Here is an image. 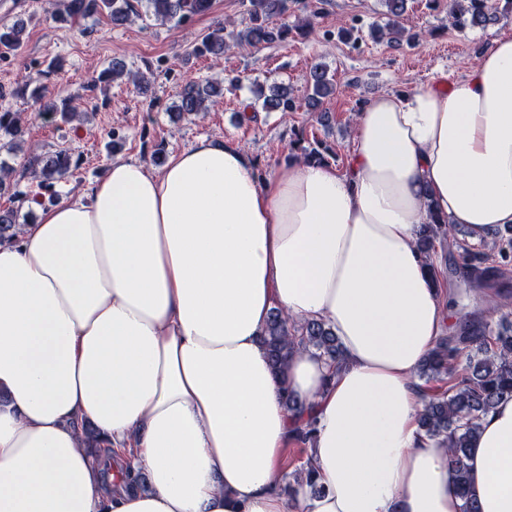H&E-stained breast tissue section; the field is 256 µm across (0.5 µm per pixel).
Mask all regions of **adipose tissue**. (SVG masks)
<instances>
[{
	"label": "adipose tissue",
	"mask_w": 512,
	"mask_h": 512,
	"mask_svg": "<svg viewBox=\"0 0 512 512\" xmlns=\"http://www.w3.org/2000/svg\"><path fill=\"white\" fill-rule=\"evenodd\" d=\"M352 137L345 173L262 175L208 138L115 160L0 243V512H288L279 464L309 421L325 490L303 512H512V398L478 422L464 499L417 378L454 325L429 211L512 226V35L462 81L372 96ZM276 310L328 324L341 367L298 349L276 374ZM84 421L147 488L104 474Z\"/></svg>",
	"instance_id": "adipose-tissue-1"
}]
</instances>
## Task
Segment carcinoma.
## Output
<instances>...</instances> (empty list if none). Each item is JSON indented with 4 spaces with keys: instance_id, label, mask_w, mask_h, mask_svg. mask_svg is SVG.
<instances>
[{
    "instance_id": "1",
    "label": "carcinoma",
    "mask_w": 512,
    "mask_h": 512,
    "mask_svg": "<svg viewBox=\"0 0 512 512\" xmlns=\"http://www.w3.org/2000/svg\"><path fill=\"white\" fill-rule=\"evenodd\" d=\"M407 0H381L383 11L380 22L371 29L373 39L391 45L400 44L403 30L395 20L406 12ZM211 0H62L55 11V18L73 26L80 21L97 19L105 15L114 25L134 22L143 17L157 21L180 22L192 15L210 9ZM248 24L244 29H227L220 23L193 43L190 54L221 58L229 45L242 50L258 48L284 39L288 35V25H276L272 18L288 12V0H248ZM512 14V0H448V23L455 29H485L501 18ZM27 37V22L17 20L8 27H0V46L5 49L20 48ZM311 90L308 106L317 110L323 100L335 93L333 76L327 65L317 62L310 66L305 77ZM223 93V88L213 84L205 86L189 82L183 86L178 104V114L192 115L206 110V102L214 94ZM31 96L39 106V111L52 118H59L70 124L84 120L82 113L69 99H60L48 93L41 84H34ZM262 107L268 112H293L294 99L288 96V88L275 86L272 94L264 97ZM25 120L16 112H0V153L17 155L24 143ZM78 166L67 148H57L35 155L28 165L32 181L37 191L33 194L17 192L19 201L32 199L43 204V196L48 203L58 200L55 184L67 179ZM429 221L421 225L418 243L428 256H433L436 248H459L466 254V261L478 279L486 280V285L499 288V279L504 272L498 268L482 269L477 262L482 260L477 253L470 252L465 239L460 237L463 225L450 224L448 220L428 210ZM18 210L0 209V242L14 240L21 225L18 224ZM493 247L504 264L512 262V227L496 229ZM314 350L328 362L339 365L342 359L340 344L331 327L317 320H308L293 326L278 310L273 311L265 330L263 341L269 358L277 371H282L288 357L294 351L295 342ZM418 377L426 381L439 380L448 384L444 392L433 395L426 402L420 414V423L428 438L448 439L452 458L455 462L454 479L458 491L465 499L463 512H477L468 500L467 477L463 460L468 445L481 416L489 413L496 402L504 396H512V315L504 313L493 324L481 319L468 320L456 336H445L424 360L418 370ZM82 443L89 453L98 460L108 459L109 444L101 439L94 428L83 422L80 424ZM307 493L318 494L323 486L317 481L314 472L303 463L295 471L293 479L286 482L284 493L293 500L302 488Z\"/></svg>"
}]
</instances>
